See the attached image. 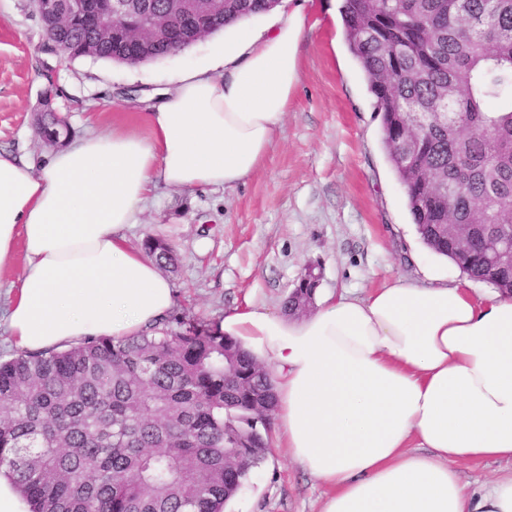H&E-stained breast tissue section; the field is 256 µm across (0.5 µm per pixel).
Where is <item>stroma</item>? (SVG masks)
I'll return each mask as SVG.
<instances>
[{
	"mask_svg": "<svg viewBox=\"0 0 512 512\" xmlns=\"http://www.w3.org/2000/svg\"><path fill=\"white\" fill-rule=\"evenodd\" d=\"M290 6L303 27L299 83L260 168L232 188L159 190L127 233L136 249L148 238L175 246L178 267L167 278L177 292L176 314L217 322L250 302L280 311L309 264L319 267L324 294L368 293L423 275L426 254L333 0ZM227 38L219 31L137 65L72 59L45 51L33 0H0V152L33 159L47 153L34 118L48 73L70 137L115 125L147 134L142 115L153 105L151 93L206 64ZM323 491L274 447L237 501L249 512H319Z\"/></svg>",
	"mask_w": 512,
	"mask_h": 512,
	"instance_id": "stroma-1",
	"label": "stroma"
}]
</instances>
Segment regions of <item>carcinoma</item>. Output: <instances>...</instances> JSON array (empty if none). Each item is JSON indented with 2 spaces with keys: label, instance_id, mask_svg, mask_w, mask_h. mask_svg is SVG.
Instances as JSON below:
<instances>
[{
  "label": "carcinoma",
  "instance_id": "carcinoma-1",
  "mask_svg": "<svg viewBox=\"0 0 512 512\" xmlns=\"http://www.w3.org/2000/svg\"><path fill=\"white\" fill-rule=\"evenodd\" d=\"M271 6L229 0L224 25ZM341 16L421 239L512 294V264L488 253L512 240V103L494 105L512 82V0H343ZM43 28L73 58H117L93 19ZM53 97L50 83L37 129L59 136L68 126ZM417 115L429 121L411 140ZM143 248L175 268L170 244ZM318 283L307 266L284 311L311 303ZM276 402L269 371L236 340L171 314L125 339L0 361V469L31 512H223L269 454Z\"/></svg>",
  "mask_w": 512,
  "mask_h": 512
}]
</instances>
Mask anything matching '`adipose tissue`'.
Returning a JSON list of instances; mask_svg holds the SVG:
<instances>
[{
	"label": "adipose tissue",
	"instance_id": "obj_1",
	"mask_svg": "<svg viewBox=\"0 0 512 512\" xmlns=\"http://www.w3.org/2000/svg\"><path fill=\"white\" fill-rule=\"evenodd\" d=\"M302 24L237 29L183 71L148 135L89 133L41 162L0 153V275L24 265L5 311L18 348L121 339L176 305L126 231L160 189L233 187L258 169L299 80ZM219 331L269 363L277 445L326 488L319 512H512V296L433 272L319 298L291 318L260 304ZM507 461L463 483L455 464Z\"/></svg>",
	"mask_w": 512,
	"mask_h": 512
}]
</instances>
